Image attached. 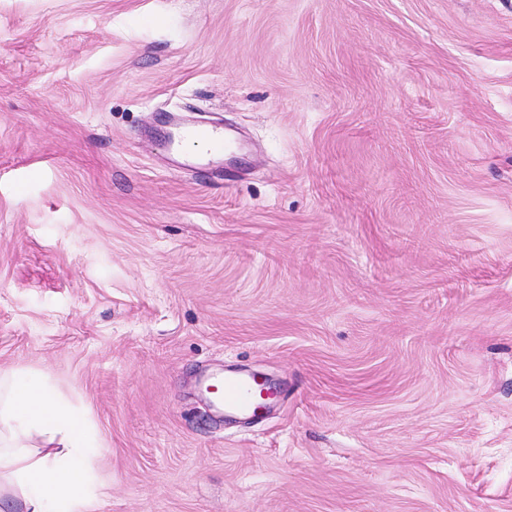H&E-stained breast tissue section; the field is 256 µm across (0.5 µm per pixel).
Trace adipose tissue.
<instances>
[{"label": "adipose tissue", "mask_w": 512, "mask_h": 512, "mask_svg": "<svg viewBox=\"0 0 512 512\" xmlns=\"http://www.w3.org/2000/svg\"><path fill=\"white\" fill-rule=\"evenodd\" d=\"M102 455L46 377L0 371V512H94Z\"/></svg>", "instance_id": "ef3b65f1"}]
</instances>
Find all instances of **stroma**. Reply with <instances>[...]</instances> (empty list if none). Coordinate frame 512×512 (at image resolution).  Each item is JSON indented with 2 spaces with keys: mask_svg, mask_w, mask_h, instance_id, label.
Returning <instances> with one entry per match:
<instances>
[{
  "mask_svg": "<svg viewBox=\"0 0 512 512\" xmlns=\"http://www.w3.org/2000/svg\"><path fill=\"white\" fill-rule=\"evenodd\" d=\"M0 369L97 512H512V0H0ZM203 138L207 140L212 147L217 149L224 148V128L221 126H213L205 131L196 129H183L178 132V141L180 147H188L194 145V143ZM222 389L224 407L237 411H248L265 392L255 380L240 377H225Z\"/></svg>",
  "mask_w": 512,
  "mask_h": 512,
  "instance_id": "35a3bbf8",
  "label": "stroma"
}]
</instances>
